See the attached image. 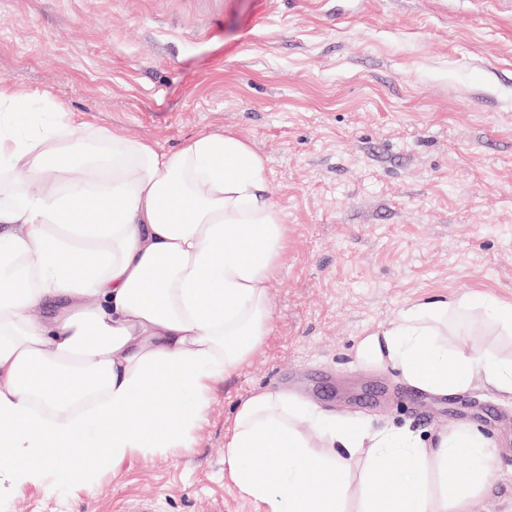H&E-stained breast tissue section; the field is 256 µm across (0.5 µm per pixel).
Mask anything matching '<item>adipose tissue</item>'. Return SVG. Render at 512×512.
I'll use <instances>...</instances> for the list:
<instances>
[{"label":"adipose tissue","instance_id":"1","mask_svg":"<svg viewBox=\"0 0 512 512\" xmlns=\"http://www.w3.org/2000/svg\"><path fill=\"white\" fill-rule=\"evenodd\" d=\"M285 232L241 139L203 133L164 152L1 80L0 500L90 489L132 455L184 447L213 386L268 333ZM56 299L54 317L35 316ZM468 307L411 304L356 354L429 393L478 379L512 401V357L448 342L449 315ZM494 458L466 426L428 441L373 432L263 390L240 404L224 448L230 480L264 512H472Z\"/></svg>","mask_w":512,"mask_h":512}]
</instances>
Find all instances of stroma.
<instances>
[{"instance_id":"obj_1","label":"stroma","mask_w":512,"mask_h":512,"mask_svg":"<svg viewBox=\"0 0 512 512\" xmlns=\"http://www.w3.org/2000/svg\"><path fill=\"white\" fill-rule=\"evenodd\" d=\"M174 152L229 132L260 157L286 225L270 332L217 384L187 447L134 456L93 490L33 486L0 512H261L224 470L259 388L421 436L496 449L474 512H512V401L473 382L411 389L360 336L433 297L512 304V0H0V80ZM449 342L512 354L480 311Z\"/></svg>"}]
</instances>
